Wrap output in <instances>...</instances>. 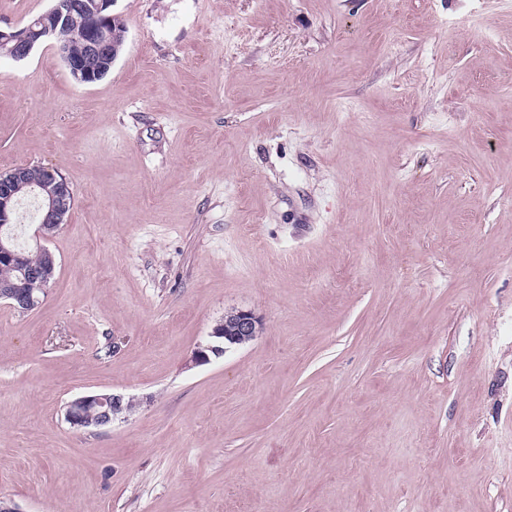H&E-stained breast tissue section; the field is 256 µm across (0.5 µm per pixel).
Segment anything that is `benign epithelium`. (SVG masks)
<instances>
[{"label": "benign epithelium", "instance_id": "obj_1", "mask_svg": "<svg viewBox=\"0 0 512 512\" xmlns=\"http://www.w3.org/2000/svg\"><path fill=\"white\" fill-rule=\"evenodd\" d=\"M115 0H56V4L45 14L26 26L10 31L0 29V48L4 54L15 59L26 58L36 44L49 41L57 50L71 77L89 84L103 78L112 68V63L124 44L125 34L112 32L108 21L112 18L111 7ZM79 35L82 53L74 54L70 47V34ZM98 59L102 66L95 72L85 67L84 57ZM26 168L20 167L7 175H0V224H11L15 219L19 199L16 187L25 180ZM53 188L40 184L30 186V195L45 212L40 228L49 224L63 223V217L73 199V191L63 177L50 171ZM0 301L20 311L29 312L38 306V299L27 289L18 285H0ZM259 320L250 310H237L213 328L211 337L217 342L198 349L194 361L206 363L210 356H219L226 345H235L257 335ZM128 405L116 394H88L70 401L65 407V420L74 429L87 425L103 427L112 424L117 415L125 412Z\"/></svg>", "mask_w": 512, "mask_h": 512}]
</instances>
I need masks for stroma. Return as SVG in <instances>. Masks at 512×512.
Segmentation results:
<instances>
[{"label":"stroma","instance_id":"obj_1","mask_svg":"<svg viewBox=\"0 0 512 512\" xmlns=\"http://www.w3.org/2000/svg\"><path fill=\"white\" fill-rule=\"evenodd\" d=\"M112 12L97 82L0 57V173L74 192L39 306L0 302V498L512 512V0ZM89 393L136 406L73 429ZM258 327V317L250 310H237L227 315L224 321L214 327L211 332L212 338L222 339V345L217 341L199 348L194 354L195 363L208 362L210 358L208 352L219 356L226 351V345L232 346L243 340L253 339L257 335Z\"/></svg>","mask_w":512,"mask_h":512}]
</instances>
